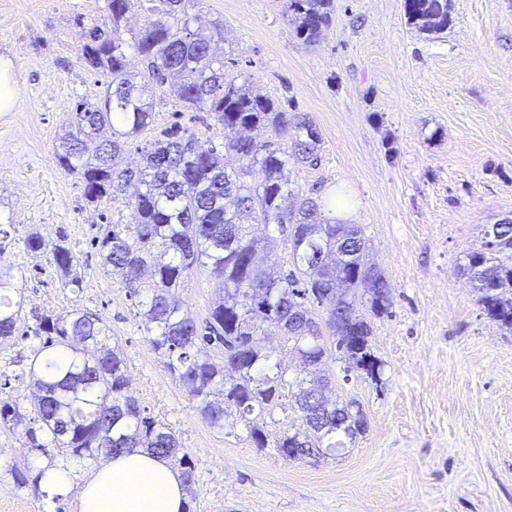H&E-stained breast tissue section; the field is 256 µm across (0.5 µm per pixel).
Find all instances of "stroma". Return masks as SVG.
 Wrapping results in <instances>:
<instances>
[{
    "label": "stroma",
    "mask_w": 512,
    "mask_h": 512,
    "mask_svg": "<svg viewBox=\"0 0 512 512\" xmlns=\"http://www.w3.org/2000/svg\"><path fill=\"white\" fill-rule=\"evenodd\" d=\"M286 0H200L195 27L224 24V77L289 112L322 138L317 165L296 164L303 193L338 195L384 272L392 307L373 318L377 378L329 363L333 398H356L368 427L336 456L310 464L260 450L244 427L210 429L165 370L122 278L92 242L129 224L125 198L88 202L55 153L77 102L97 104L106 77L81 56L104 25L107 0H0V55L13 62L14 111L0 112V258L23 278L22 321L80 307L102 316L127 359L129 387L175 431L197 465L190 512H512V332L481 310L464 275L483 225L512 216V0H448V26L423 33L404 0H333L320 39L304 43ZM153 122L121 157L180 126L223 147L234 130L154 88ZM65 241L79 292L63 287L28 235ZM0 431V512H71L16 488L9 466L27 458Z\"/></svg>",
    "instance_id": "35a3bbf8"
}]
</instances>
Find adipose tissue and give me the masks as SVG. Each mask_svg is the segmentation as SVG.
<instances>
[{"instance_id": "obj_1", "label": "adipose tissue", "mask_w": 512, "mask_h": 512, "mask_svg": "<svg viewBox=\"0 0 512 512\" xmlns=\"http://www.w3.org/2000/svg\"><path fill=\"white\" fill-rule=\"evenodd\" d=\"M41 482L51 493L73 494L76 512H184L186 487L170 459L137 448L99 467L41 463Z\"/></svg>"}]
</instances>
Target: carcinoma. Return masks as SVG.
<instances>
[{
  "mask_svg": "<svg viewBox=\"0 0 512 512\" xmlns=\"http://www.w3.org/2000/svg\"><path fill=\"white\" fill-rule=\"evenodd\" d=\"M129 0H108L112 33L89 28L81 47L89 69L107 76L104 96L94 107L79 102L71 112L56 161L80 176L91 203L114 198L139 184L131 200L133 223L114 224L98 237L104 263L121 274L129 297L164 368L196 402L213 430L232 434L244 424L255 448L282 455L298 448L304 462L316 464L336 452V435L365 433L367 422L354 398L321 404L317 383H329L327 359L346 371L378 374L371 353V321L357 314L356 294L367 297L371 312L389 313L390 292L382 270L366 259L363 228L341 224L325 211L320 197L303 194L290 180L288 165L319 160L321 136L302 112H285L245 85L224 79V59L213 47L223 26L191 29L189 10L200 0H155L153 19L133 36L130 47L143 57L139 76L127 67L121 36ZM410 24L423 32L448 26V0H404ZM285 14L297 35L314 43L330 20L331 0H286ZM173 80L177 97L189 109L214 114L226 128L268 126L276 140L238 137L224 149L241 166L227 170L224 156L190 135L164 132L143 151L140 167H117V158L153 119L148 92ZM289 148L281 146L282 140ZM258 183L247 180L254 169ZM275 229L279 237L269 234ZM31 252L48 253L66 288L81 286L77 258L64 240L50 245L37 235L25 239ZM288 251L293 270L279 276L278 249ZM207 269L223 280V294L207 316L197 320L177 299L192 276ZM464 272L478 291V305L512 331V223L502 226L492 245L469 255ZM14 264L0 258V346L28 342L25 375L31 395L0 401V429L23 439L26 461L12 466L18 489L41 495V471L32 460L77 459L99 464L132 448H147L178 459L184 481L197 482L196 464L172 429L147 415L130 393L127 365L109 344L103 318L75 307L65 314H42L21 328L23 300ZM327 306L325 319L312 305ZM278 334L296 354L299 376L273 361L266 338ZM71 352L65 367L41 365L49 348ZM290 399L298 424L268 440L265 417Z\"/></svg>",
  "mask_w": 512,
  "mask_h": 512,
  "instance_id": "cac0c4a2",
  "label": "carcinoma"
}]
</instances>
